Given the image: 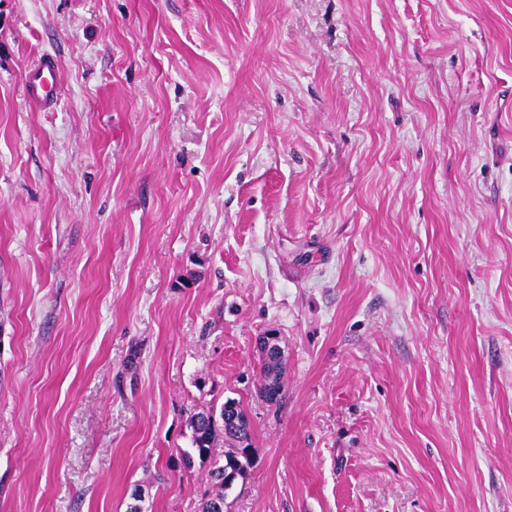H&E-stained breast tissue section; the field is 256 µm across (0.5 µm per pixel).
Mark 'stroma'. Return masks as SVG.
<instances>
[{"mask_svg": "<svg viewBox=\"0 0 512 512\" xmlns=\"http://www.w3.org/2000/svg\"><path fill=\"white\" fill-rule=\"evenodd\" d=\"M229 399L225 512H512V0H0V512H196ZM31 100L41 108H50L58 103L60 88L54 62L44 58L28 76ZM262 365L263 383L260 386L261 397L271 405H277L283 398L281 376L283 371V352H273L264 357ZM224 414L236 415L233 422L224 420ZM191 447L182 450V460L190 463L197 456L202 463L210 464V488L199 503L198 512H224L229 489L242 477L251 460L250 424L247 416L233 400H226L219 408H209L191 415ZM222 443L235 450L224 455L216 454Z\"/></svg>", "mask_w": 512, "mask_h": 512, "instance_id": "obj_1", "label": "stroma"}]
</instances>
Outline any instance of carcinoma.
<instances>
[{
  "label": "carcinoma",
  "instance_id": "obj_1",
  "mask_svg": "<svg viewBox=\"0 0 512 512\" xmlns=\"http://www.w3.org/2000/svg\"><path fill=\"white\" fill-rule=\"evenodd\" d=\"M283 353L273 352L264 357L262 365L263 383L261 397L271 405H277L283 398L281 376ZM189 425L192 431L191 447L182 450V460L191 461L198 457L210 464V488L199 503L198 512H224L229 489L237 478L243 476L251 460L250 424L247 416L233 400H226L218 409L209 408L191 415ZM230 443L234 451L224 455L216 454L220 443Z\"/></svg>",
  "mask_w": 512,
  "mask_h": 512
}]
</instances>
